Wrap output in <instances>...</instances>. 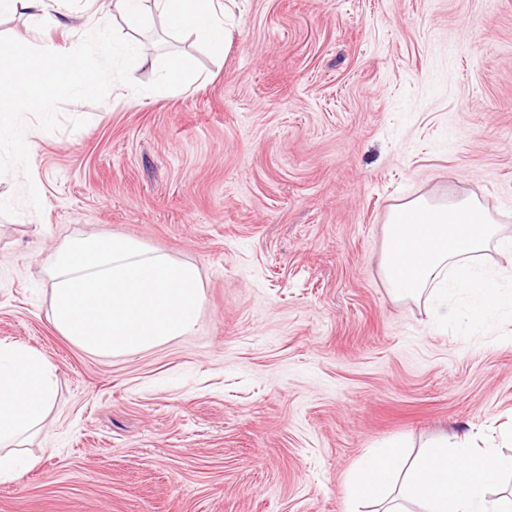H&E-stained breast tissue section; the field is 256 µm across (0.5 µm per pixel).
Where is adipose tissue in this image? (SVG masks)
<instances>
[{
    "mask_svg": "<svg viewBox=\"0 0 512 512\" xmlns=\"http://www.w3.org/2000/svg\"><path fill=\"white\" fill-rule=\"evenodd\" d=\"M173 28L185 30L212 51L223 52L229 31L220 0H154ZM100 80L78 53L46 39L37 52L16 43L0 50V133L12 130L19 115L47 112L54 98L91 92ZM500 227L476 196L449 193L437 203L418 197L397 205L384 225L381 277L399 299L426 298L433 317L455 315L452 298L467 300L464 318L483 321L491 309L512 306V290L481 257L499 237ZM55 396L54 374L40 352L0 340V482L34 469L38 457L18 442L44 421ZM512 457L467 445L437 448L403 464L398 447L377 449L360 465L354 495L371 499L373 512H407L406 498L423 512H505L487 493Z\"/></svg>",
    "mask_w": 512,
    "mask_h": 512,
    "instance_id": "1",
    "label": "adipose tissue"
}]
</instances>
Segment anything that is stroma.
<instances>
[{
    "label": "stroma",
    "mask_w": 512,
    "mask_h": 512,
    "mask_svg": "<svg viewBox=\"0 0 512 512\" xmlns=\"http://www.w3.org/2000/svg\"><path fill=\"white\" fill-rule=\"evenodd\" d=\"M107 5L57 4L97 88L0 136V340L56 382L0 512H350L387 443L512 456V309L441 325L379 271L391 208L452 190L501 224L484 261L512 269V0H236L223 54ZM102 27L162 41L125 72ZM43 39L0 15V48ZM173 56L180 91L159 79ZM90 234L196 266L192 333L117 356L59 333L45 260Z\"/></svg>",
    "instance_id": "stroma-1"
}]
</instances>
